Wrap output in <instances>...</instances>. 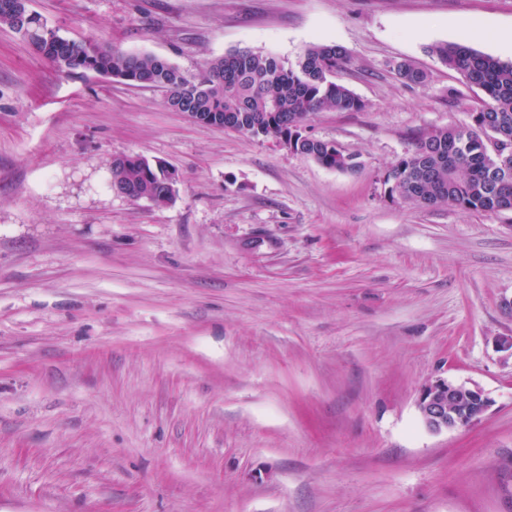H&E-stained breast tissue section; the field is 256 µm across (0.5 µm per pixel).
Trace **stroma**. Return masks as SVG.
<instances>
[{
  "label": "stroma",
  "mask_w": 512,
  "mask_h": 512,
  "mask_svg": "<svg viewBox=\"0 0 512 512\" xmlns=\"http://www.w3.org/2000/svg\"><path fill=\"white\" fill-rule=\"evenodd\" d=\"M68 39L187 73L347 52L366 103L306 134L348 172L67 75L0 26V512H512V212L391 199L414 138L482 92L427 52L512 61V0H29ZM410 61L428 81L396 72ZM176 168L157 207L113 157ZM445 378L491 400L429 431Z\"/></svg>",
  "instance_id": "stroma-1"
}]
</instances>
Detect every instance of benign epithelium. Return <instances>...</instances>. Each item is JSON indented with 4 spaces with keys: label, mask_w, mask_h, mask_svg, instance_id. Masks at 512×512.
<instances>
[{
    "label": "benign epithelium",
    "mask_w": 512,
    "mask_h": 512,
    "mask_svg": "<svg viewBox=\"0 0 512 512\" xmlns=\"http://www.w3.org/2000/svg\"><path fill=\"white\" fill-rule=\"evenodd\" d=\"M3 8L12 11L19 22L15 32L21 37L29 33V9L15 10L8 2ZM491 406L490 399L477 386L469 387L446 379H438L426 386L418 401V410L425 427L432 432L462 429L480 420Z\"/></svg>",
    "instance_id": "benign-epithelium-1"
}]
</instances>
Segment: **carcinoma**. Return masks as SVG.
<instances>
[{
	"label": "carcinoma",
	"mask_w": 512,
	"mask_h": 512,
	"mask_svg": "<svg viewBox=\"0 0 512 512\" xmlns=\"http://www.w3.org/2000/svg\"><path fill=\"white\" fill-rule=\"evenodd\" d=\"M58 53L51 63L61 72H94L131 85L162 90L167 104L211 125L222 124L250 138L285 139L291 152L334 171L358 167L354 156L334 142L292 129L314 112H361L366 103L334 80L347 60L337 44L307 47L295 61L251 49H235L210 59L197 74L169 60L128 52L94 40L53 33ZM440 63L483 93L470 122L435 128L416 137L389 170V197L426 208L453 205L476 212L512 211V62L475 50L466 42L428 48ZM397 74L407 82L426 80L424 71L404 61ZM175 170L160 161L124 155L112 164V190L161 206L173 201Z\"/></svg>",
	"instance_id": "cac0c4a2"
}]
</instances>
